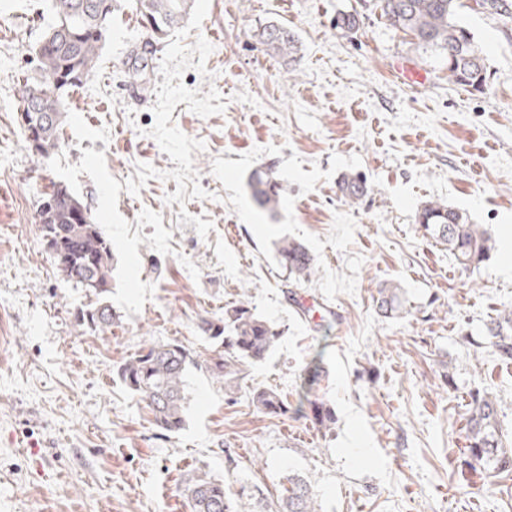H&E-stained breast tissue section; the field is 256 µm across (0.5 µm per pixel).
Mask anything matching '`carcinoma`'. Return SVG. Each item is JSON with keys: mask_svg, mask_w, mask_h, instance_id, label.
<instances>
[{"mask_svg": "<svg viewBox=\"0 0 512 512\" xmlns=\"http://www.w3.org/2000/svg\"><path fill=\"white\" fill-rule=\"evenodd\" d=\"M100 0H50L53 24L45 35L55 34L58 46L53 51L35 49L41 80L22 84L18 90V106L28 103L32 89L51 90L57 78L65 80L64 88H75L96 69L107 28L97 10ZM382 16L398 31L409 33L417 49L431 57L451 55L448 60V81L460 86L482 85L486 80V58L474 33L462 22L463 0H378ZM471 10L488 14L503 26L512 23V0H474ZM192 0H137V9L150 35L160 37L177 27L187 16ZM263 43L273 52L290 57L297 51L294 34L283 24H270L261 32ZM65 109L58 119L41 126L40 155L47 157L58 147L59 131ZM252 196L261 207L273 208L278 203V183L272 168L261 165L252 174ZM339 190L349 200L362 198L367 192L365 181L358 175L342 179ZM54 200L48 209H38L42 235L51 234L62 243L65 261L54 265L61 275L77 286L87 280L95 295L107 291L111 276L112 245L93 221L79 223L72 215L80 200L61 183L53 180L44 186L41 201ZM427 234L448 246V250L464 269L476 268L488 260L490 238L477 224H468L462 215L448 206L428 202L418 214ZM277 258L298 282L315 272L314 258L300 242L282 239ZM378 308L386 317L398 314L402 307L399 288H379ZM115 315L107 305H99L82 319L94 329L112 326ZM198 330L220 347L211 359L210 371L227 385L244 378V368L265 360L278 343L281 332L270 321L258 315L245 301L224 310L221 318H202ZM487 340L504 360H512V308L497 313L488 326ZM191 358L176 343L151 346L134 353L116 368L123 385L146 403L154 424L169 433L180 431L185 424L186 372ZM323 377L321 356L306 368L294 403H288L272 389L253 392L252 404L269 416L292 413L310 419L318 428L329 430L336 423L333 406L316 394ZM497 400L487 389L470 393L466 423L463 467L475 472L491 466L500 473H512V452L504 450L497 429ZM288 487L277 500L265 504V512H320L308 481L299 474L288 476ZM185 493L192 512H255L252 504L239 497H230L224 482L207 477L190 480Z\"/></svg>", "mask_w": 512, "mask_h": 512, "instance_id": "obj_1", "label": "carcinoma"}]
</instances>
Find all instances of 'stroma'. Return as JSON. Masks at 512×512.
<instances>
[{
    "label": "stroma",
    "instance_id": "35a3bbf8",
    "mask_svg": "<svg viewBox=\"0 0 512 512\" xmlns=\"http://www.w3.org/2000/svg\"><path fill=\"white\" fill-rule=\"evenodd\" d=\"M342 11L357 12L358 29H337ZM51 21L48 0H0V512H191L185 483L202 473L256 500L297 473L321 512H512L511 473L460 465L474 389L496 395L512 441V361L483 341L512 307L501 260L512 30L465 12L487 58L475 91L449 83L376 0H194L161 41L134 0H120L100 67L65 95L60 145L44 158L16 103L38 77L31 49ZM271 22L295 33L297 60L260 41ZM399 61L424 81L398 79ZM264 164L282 186L272 210L249 187ZM355 174L368 191L351 202L338 183ZM47 176L112 245L102 296L63 279L45 248L36 212ZM429 201L482 225L490 259L463 269L426 235L416 215ZM284 237L313 255L309 281L278 264ZM382 283L401 289L399 317L378 315ZM305 298L332 309L330 330L303 314ZM99 301L118 315L104 332L80 322ZM241 301L283 334L228 390L205 367L215 347L197 324ZM167 342L194 360L176 433L115 374ZM318 353L330 432L252 406L256 389L294 398Z\"/></svg>",
    "mask_w": 512,
    "mask_h": 512
}]
</instances>
